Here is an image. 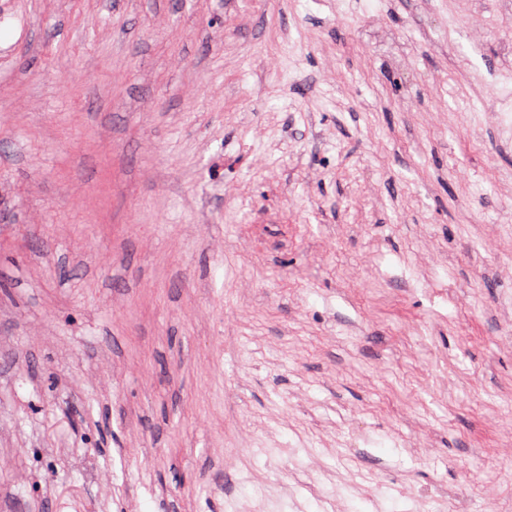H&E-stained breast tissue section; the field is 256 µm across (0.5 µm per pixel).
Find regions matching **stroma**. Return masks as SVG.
I'll return each instance as SVG.
<instances>
[{"label":"stroma","instance_id":"obj_1","mask_svg":"<svg viewBox=\"0 0 512 512\" xmlns=\"http://www.w3.org/2000/svg\"><path fill=\"white\" fill-rule=\"evenodd\" d=\"M512 0L0 12V512H512Z\"/></svg>","mask_w":512,"mask_h":512}]
</instances>
